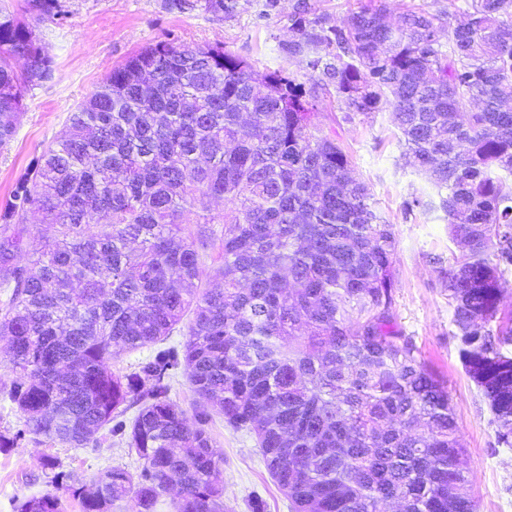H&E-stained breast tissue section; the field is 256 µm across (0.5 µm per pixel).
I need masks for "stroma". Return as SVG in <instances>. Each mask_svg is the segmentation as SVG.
<instances>
[{
  "instance_id": "stroma-1",
  "label": "stroma",
  "mask_w": 512,
  "mask_h": 512,
  "mask_svg": "<svg viewBox=\"0 0 512 512\" xmlns=\"http://www.w3.org/2000/svg\"><path fill=\"white\" fill-rule=\"evenodd\" d=\"M30 24L54 59L52 79L29 90L17 133L0 148V200L44 146L62 131L77 104L90 98L112 68L138 50L160 41L181 47H223L261 72L280 70L306 79L303 58L288 53L294 40L291 17L298 0H224L221 13L204 0H60L63 20H39L27 0H8ZM316 122L350 153L354 175L368 184L376 212L392 224L398 241L395 258L394 314L411 336L425 365L448 384L477 512H512V448L498 446L493 415L459 359L453 309L445 288L447 261L457 249L448 236L443 211H407L414 193L434 194L425 175L406 165L400 133L390 112L349 114L341 95L329 91L316 101ZM212 436L224 454V503L231 512H251L262 500L266 512H293L288 498L272 481L256 438L213 415ZM52 458L71 487L98 471L142 462L108 432L85 448L28 439L0 448V512H18L31 497L53 492L39 460Z\"/></svg>"
}]
</instances>
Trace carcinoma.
Returning <instances> with one entry per match:
<instances>
[{
	"label": "carcinoma",
	"instance_id": "cac0c4a2",
	"mask_svg": "<svg viewBox=\"0 0 512 512\" xmlns=\"http://www.w3.org/2000/svg\"><path fill=\"white\" fill-rule=\"evenodd\" d=\"M30 2L41 20L62 16L59 0ZM464 15L411 8L393 26L367 3L332 24L302 0L288 54L320 72L309 86L166 41L113 68L0 205V387L21 414L0 448H84L106 430L142 468L71 490L82 512L128 497L157 512L174 484L171 512H224L215 411L255 434L294 512H477L448 386L396 322L393 225L310 111L330 85L356 112L391 110L439 197L413 194L407 209H441L462 245L445 273L453 337L511 448L512 0H471ZM52 73L32 28L1 7L0 147ZM209 197L232 207L198 210ZM32 213L54 233L20 265ZM209 249L221 286L202 290ZM186 317L182 348L158 347ZM143 348L131 371L112 370ZM180 375L200 399L192 423L170 396ZM20 512L63 506L47 493Z\"/></svg>",
	"mask_w": 512,
	"mask_h": 512
}]
</instances>
